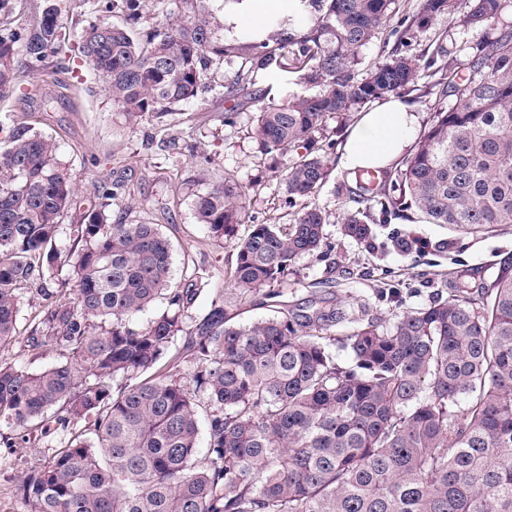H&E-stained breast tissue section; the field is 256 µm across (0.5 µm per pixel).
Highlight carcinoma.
<instances>
[{"mask_svg": "<svg viewBox=\"0 0 512 512\" xmlns=\"http://www.w3.org/2000/svg\"><path fill=\"white\" fill-rule=\"evenodd\" d=\"M215 0H180L176 16L136 28L140 0H106L107 18L84 30L78 52L130 126L161 119L202 91L207 63L240 58L220 92L233 105L224 123L257 102L250 134L272 160L297 152L283 174L293 223L256 224L235 237L247 193L234 178L197 195L209 236L234 246L228 276L237 295L278 283L297 257L325 245L328 213L315 202L330 167L315 150L327 121L427 80L450 97L434 112L399 169L359 174L364 205L345 217L346 236L372 235L405 213L454 233L485 236L512 224V0H421L399 47L362 70L395 0H298L311 17L272 22L264 39H224ZM64 0H44L37 20L11 26L15 0H0V98L20 70L67 53ZM486 35L454 52L414 59L402 51L413 29L441 14ZM292 77L304 93L267 98L270 80ZM0 155V343L17 334L21 290L54 298L30 339L58 353L32 371L0 363V425L27 442V427L67 436L20 492L30 512H512V264L490 285L407 310L387 323L359 322L342 339L334 309L231 324L224 295L191 326L194 288L172 287L171 246L157 225L119 217L104 204L68 225L78 246L56 240L74 186L57 146L17 128ZM304 153H298V150ZM70 289L50 291L49 282ZM164 299L144 325L134 319ZM195 369L155 376L175 338ZM341 341L350 361L330 346ZM206 453L199 458L200 409Z\"/></svg>", "mask_w": 512, "mask_h": 512, "instance_id": "1", "label": "carcinoma"}]
</instances>
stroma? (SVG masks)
<instances>
[{
	"mask_svg": "<svg viewBox=\"0 0 512 512\" xmlns=\"http://www.w3.org/2000/svg\"><path fill=\"white\" fill-rule=\"evenodd\" d=\"M240 60L209 64L206 92L189 104L174 106L168 126L145 118L125 124L104 85L80 55L69 52L47 59L20 80V86L0 100V149L10 132L25 127L51 139L75 185L66 223H79L101 204L105 195L132 203L128 216L156 224L172 246L174 287L194 283L197 294L185 316L194 324L216 296L236 323L276 315L278 308L264 293L238 298L227 289L236 258L232 246L208 236L196 219V196L224 174L247 187L246 216L236 230L245 238L256 224H287L297 205L288 201L282 182L288 158L271 163L248 135L250 111L237 123H224L225 103L214 88L235 78ZM350 121H330L320 146L328 150L331 174L315 202L329 214L323 251L297 258L277 288L294 309L310 303L352 311L366 319L386 321L406 310L446 299L453 285L475 288L493 282L505 262L512 260V224L500 225L482 238L458 237L446 227L402 219L373 227L371 242L345 236L346 211L354 202L339 195V185L356 179L339 166L340 149ZM416 237L421 248L404 253L396 239ZM42 305L35 289H25L18 316L19 333L0 344V362L40 370L55 356L35 349L29 339L34 317ZM60 434L35 444L0 446V512H26L18 493L25 474L42 466L60 444Z\"/></svg>",
	"mask_w": 512,
	"mask_h": 512,
	"instance_id": "obj_1",
	"label": "stroma"
}]
</instances>
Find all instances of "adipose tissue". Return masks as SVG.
<instances>
[{
	"label": "adipose tissue",
	"instance_id": "adipose-tissue-1",
	"mask_svg": "<svg viewBox=\"0 0 512 512\" xmlns=\"http://www.w3.org/2000/svg\"><path fill=\"white\" fill-rule=\"evenodd\" d=\"M296 0H229L224 7V33L247 41L268 34L270 19L287 15ZM419 119L402 99L389 97L362 114L349 130L341 166L349 171L379 170L391 166L412 143Z\"/></svg>",
	"mask_w": 512,
	"mask_h": 512
}]
</instances>
